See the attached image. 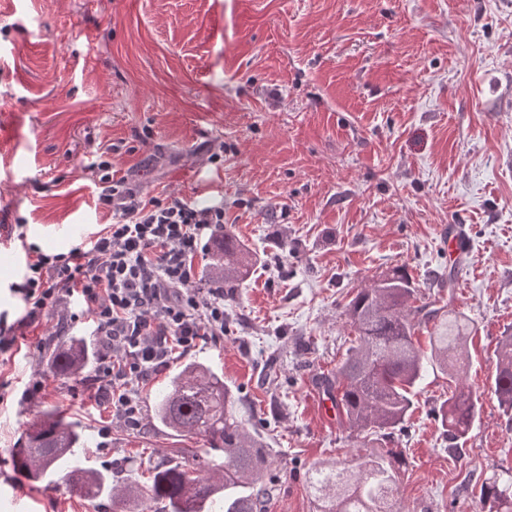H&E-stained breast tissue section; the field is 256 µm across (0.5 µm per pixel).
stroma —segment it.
I'll use <instances>...</instances> for the list:
<instances>
[{
    "label": "stroma",
    "instance_id": "stroma-1",
    "mask_svg": "<svg viewBox=\"0 0 512 512\" xmlns=\"http://www.w3.org/2000/svg\"><path fill=\"white\" fill-rule=\"evenodd\" d=\"M2 130L0 325L16 342L0 353V498L16 512H112L15 474L11 452L45 406L83 426L75 458L100 471L138 477L192 445L152 419L165 371L137 388L132 426L41 360L50 336L92 337L91 321L62 326L59 306L19 324L25 245L65 253L112 221L99 148L144 197L223 203L253 256L223 343L170 362L222 372L242 414L266 420L279 479L263 512H315L308 469L364 455L319 380L353 336L346 303L397 266L419 283L455 271L451 306L472 328L462 379L482 400L448 440L433 410L451 388L428 371L391 442L408 458L402 512H475L482 480L512 468V419L491 392L512 334V0H0ZM451 224L470 242L454 268ZM38 374L44 390L22 400Z\"/></svg>",
    "mask_w": 512,
    "mask_h": 512
}]
</instances>
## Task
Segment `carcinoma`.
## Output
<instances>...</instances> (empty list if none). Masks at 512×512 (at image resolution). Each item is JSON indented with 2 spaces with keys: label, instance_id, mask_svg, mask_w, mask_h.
<instances>
[{
  "label": "carcinoma",
  "instance_id": "obj_1",
  "mask_svg": "<svg viewBox=\"0 0 512 512\" xmlns=\"http://www.w3.org/2000/svg\"><path fill=\"white\" fill-rule=\"evenodd\" d=\"M248 251L224 234L209 254L213 282L234 288L247 274ZM355 333L345 358L322 387L336 390V409L367 443L379 441L410 416L415 389L428 368L456 383L437 410L447 435L465 437L480 418V395L459 383L469 337L467 320L423 293L404 267H397L357 291L346 305ZM432 326L430 352L415 345L416 331ZM96 358L82 338L54 337L45 347L46 368L59 376L78 375ZM503 412L512 416V336L497 351L492 385ZM154 419L176 435L196 438L200 448L182 449L181 459L161 460L147 484L71 465L72 449L84 445L80 427L45 407L14 449L15 472L31 483H50L63 474L68 491L91 503L107 494L112 512H257L275 488L264 477L271 463L256 424L240 414L231 385L210 367L188 362L173 368L153 401ZM407 466L403 454L375 452L353 468L322 463L307 474L317 512H397L396 482ZM480 510L512 512V469L495 472L480 485Z\"/></svg>",
  "mask_w": 512,
  "mask_h": 512
}]
</instances>
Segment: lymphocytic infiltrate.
<instances>
[{
	"label": "lymphocytic infiltrate",
	"mask_w": 512,
	"mask_h": 512,
	"mask_svg": "<svg viewBox=\"0 0 512 512\" xmlns=\"http://www.w3.org/2000/svg\"><path fill=\"white\" fill-rule=\"evenodd\" d=\"M99 205L112 222L65 254L27 259L16 287L31 323L47 307L71 305V321L90 317L104 343L84 388L128 423L138 421L134 388L167 364L174 349L224 338V289L199 287L194 260L224 229L223 204L175 196L143 198L97 158Z\"/></svg>",
	"instance_id": "f902f5d3"
}]
</instances>
